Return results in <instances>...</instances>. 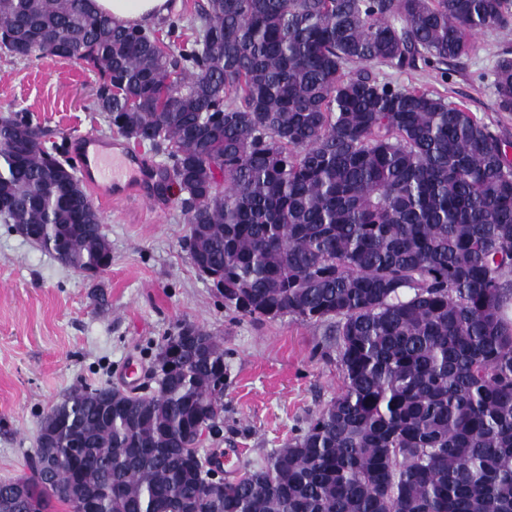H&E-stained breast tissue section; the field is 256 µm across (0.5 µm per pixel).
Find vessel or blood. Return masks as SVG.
Wrapping results in <instances>:
<instances>
[{"instance_id":"vessel-or-blood-1","label":"vessel or blood","mask_w":512,"mask_h":512,"mask_svg":"<svg viewBox=\"0 0 512 512\" xmlns=\"http://www.w3.org/2000/svg\"><path fill=\"white\" fill-rule=\"evenodd\" d=\"M83 149L80 153L79 170L90 187L104 202L126 196L131 181L145 184L153 175L142 167L136 153L128 151L113 155L94 153V146H105L103 138L86 134L80 136Z\"/></svg>"}]
</instances>
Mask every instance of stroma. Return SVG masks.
Wrapping results in <instances>:
<instances>
[{"label": "stroma", "instance_id": "35a3bbf8", "mask_svg": "<svg viewBox=\"0 0 512 512\" xmlns=\"http://www.w3.org/2000/svg\"><path fill=\"white\" fill-rule=\"evenodd\" d=\"M473 42L468 55L438 67L367 69L378 81L465 103L512 142V112L499 111L494 88L512 30H486ZM97 87V74L78 61L0 53V115L25 110L47 130L46 147L68 163L78 158L74 138L117 136L94 105ZM176 198L165 183L150 201L98 205L112 265L94 280L0 223V480L27 473L43 416L72 387L143 379L158 344L184 322L224 345L223 430L203 443L210 455L236 449L219 470L224 479L265 462L340 393L335 339L325 327L287 315L251 319L225 306L190 260Z\"/></svg>", "mask_w": 512, "mask_h": 512}]
</instances>
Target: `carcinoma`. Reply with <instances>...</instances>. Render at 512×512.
Masks as SVG:
<instances>
[{
    "label": "carcinoma",
    "instance_id": "obj_1",
    "mask_svg": "<svg viewBox=\"0 0 512 512\" xmlns=\"http://www.w3.org/2000/svg\"><path fill=\"white\" fill-rule=\"evenodd\" d=\"M193 45L89 0H0V49L85 62L96 106L161 149L190 258L243 316L326 324L343 388L307 429L195 497L219 432L224 345L191 323L145 394L76 385L0 512H512V160L466 105L354 63L445 65L512 28V0H200ZM512 111V57L497 61ZM23 111L0 117V220L69 268L112 262L75 168ZM56 457L49 475L40 460Z\"/></svg>",
    "mask_w": 512,
    "mask_h": 512
}]
</instances>
